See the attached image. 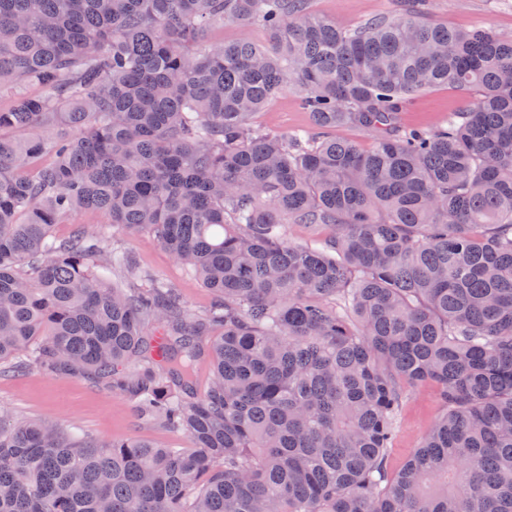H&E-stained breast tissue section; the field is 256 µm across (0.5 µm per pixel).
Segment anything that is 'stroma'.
I'll return each mask as SVG.
<instances>
[{"instance_id": "obj_1", "label": "stroma", "mask_w": 512, "mask_h": 512, "mask_svg": "<svg viewBox=\"0 0 512 512\" xmlns=\"http://www.w3.org/2000/svg\"><path fill=\"white\" fill-rule=\"evenodd\" d=\"M406 8V0H310L311 12L328 16L344 27H355L375 16H396ZM424 20L435 26L462 30L484 29L500 35L512 34V0H425ZM461 103L458 94L441 86L415 96L398 117L402 129L431 127ZM257 120L266 128L289 133L308 127L310 117L289 88L272 100ZM83 225L97 237L109 238L116 247L133 252L138 264L157 279L178 288L187 306L195 311L210 307L214 297L184 265L145 234H131L111 225L98 211L74 212L68 223L57 225L64 236L71 225ZM27 419H49L80 435L101 441L143 437L164 448L184 449L189 445L182 432L159 427L140 415L128 400L115 395L103 383L74 379L43 370L19 376L0 377V408ZM441 411L433 388L408 385L391 447V469H398Z\"/></svg>"}]
</instances>
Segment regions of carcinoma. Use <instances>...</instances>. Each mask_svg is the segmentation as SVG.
<instances>
[{
  "mask_svg": "<svg viewBox=\"0 0 512 512\" xmlns=\"http://www.w3.org/2000/svg\"><path fill=\"white\" fill-rule=\"evenodd\" d=\"M308 2L0 0V375L91 377L190 445L1 409L0 512H512V37L348 29ZM226 22L268 45L207 43ZM290 85L312 131L255 124ZM438 86L462 108L397 129ZM88 209L216 306L189 312L79 224L53 234ZM290 223L330 237L292 244ZM406 383L443 412L394 472Z\"/></svg>",
  "mask_w": 512,
  "mask_h": 512,
  "instance_id": "obj_1",
  "label": "carcinoma"
}]
</instances>
